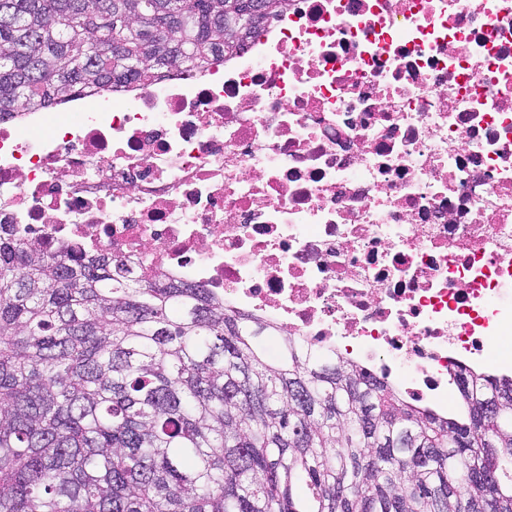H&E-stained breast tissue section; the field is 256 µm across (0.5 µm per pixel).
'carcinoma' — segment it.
<instances>
[{
  "label": "carcinoma",
  "instance_id": "carcinoma-1",
  "mask_svg": "<svg viewBox=\"0 0 512 512\" xmlns=\"http://www.w3.org/2000/svg\"><path fill=\"white\" fill-rule=\"evenodd\" d=\"M265 3L0 0V117L205 68ZM458 394L438 416L205 288L0 236V512H512V378Z\"/></svg>",
  "mask_w": 512,
  "mask_h": 512
}]
</instances>
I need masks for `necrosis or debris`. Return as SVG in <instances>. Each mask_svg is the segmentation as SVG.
<instances>
[{"mask_svg": "<svg viewBox=\"0 0 512 512\" xmlns=\"http://www.w3.org/2000/svg\"><path fill=\"white\" fill-rule=\"evenodd\" d=\"M72 108L0 118V235L204 285L443 416L512 376V0H288Z\"/></svg>", "mask_w": 512, "mask_h": 512, "instance_id": "1", "label": "necrosis or debris"}]
</instances>
